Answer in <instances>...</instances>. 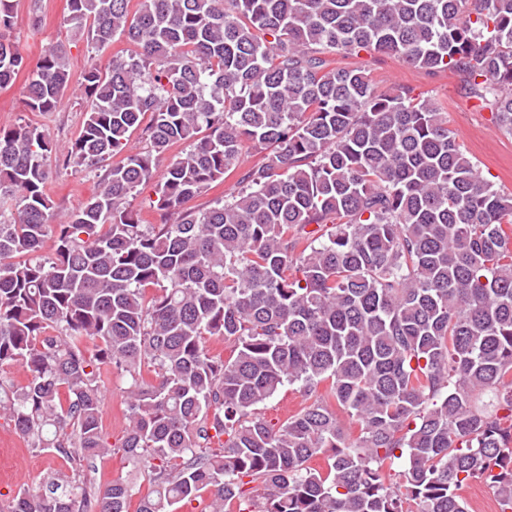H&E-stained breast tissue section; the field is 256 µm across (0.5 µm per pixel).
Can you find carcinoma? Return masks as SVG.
<instances>
[{"label":"carcinoma","instance_id":"obj_1","mask_svg":"<svg viewBox=\"0 0 512 512\" xmlns=\"http://www.w3.org/2000/svg\"><path fill=\"white\" fill-rule=\"evenodd\" d=\"M15 5L0 0V88L26 70L25 110L54 112L67 51L49 43L28 67L5 36ZM63 23L94 50L133 49L88 58L70 146L0 128V365L30 373L0 383V415L67 463L8 512H129L135 482L86 478L115 451L149 471L137 512L209 487L208 512H468L474 480L512 512V193L430 100L324 58L450 70L512 135V0H68ZM247 146L263 161L189 206ZM52 157L120 161L62 213ZM149 184L158 224L132 206ZM206 336L232 355H209ZM106 367L128 380L116 449ZM287 384L303 403L277 426L259 406Z\"/></svg>","mask_w":512,"mask_h":512}]
</instances>
